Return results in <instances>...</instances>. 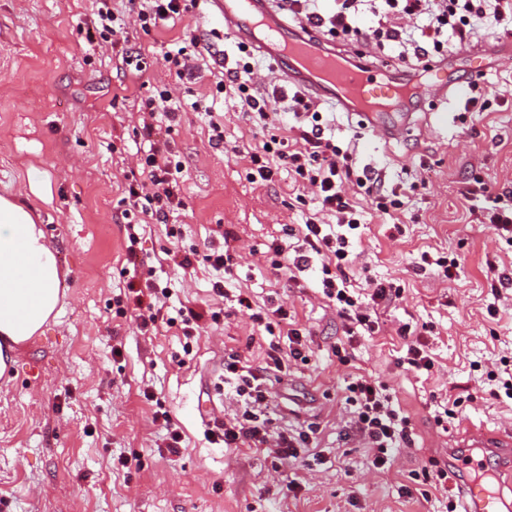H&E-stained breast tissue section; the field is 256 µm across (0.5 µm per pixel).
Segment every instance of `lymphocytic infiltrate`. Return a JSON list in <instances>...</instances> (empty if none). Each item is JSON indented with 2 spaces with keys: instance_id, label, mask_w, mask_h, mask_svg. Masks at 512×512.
Segmentation results:
<instances>
[{
  "instance_id": "1",
  "label": "lymphocytic infiltrate",
  "mask_w": 512,
  "mask_h": 512,
  "mask_svg": "<svg viewBox=\"0 0 512 512\" xmlns=\"http://www.w3.org/2000/svg\"><path fill=\"white\" fill-rule=\"evenodd\" d=\"M279 6L336 37L352 35L354 17L363 12L372 13L377 26L371 31L370 40L378 48L395 49L398 57L410 65L427 56L429 48H441L443 37L461 45L480 29L512 27V0H335L334 8L329 11L323 9L321 0H279ZM188 9V0H127L122 10L115 9L112 0H93L86 40L91 44H109L113 53L121 55L126 64L143 74L147 71L143 57L126 49L131 24L147 31ZM214 64L216 93H223L228 84L236 87L242 112L255 128L268 134L270 144L277 147L279 160L293 172L296 182L311 189L318 200L319 216L307 220L302 230L304 249L291 252L282 242L272 241L267 251L268 263L277 271L299 270L311 256L320 257L322 295L335 305L345 325H357L364 332H373L380 310L390 304L393 293L384 284L368 283L371 304L365 307L347 286V271L355 259L351 239L361 227L360 211L350 189L367 184L366 177L357 171L352 151L337 145L319 112L298 93L293 94L288 106L294 122L289 125L287 136H277L281 99L276 94L262 92L253 82V66L247 56L225 55L215 59ZM141 134L149 140L150 148L131 168L120 200L126 250L130 253L140 242L143 225L167 223L169 214L184 206L180 161L167 144L153 140L152 125L143 124ZM324 214L335 217V228H327L321 222ZM202 261L222 274L212 285L214 294L230 297L232 307L249 312L251 319L270 337L265 368L257 369L237 359L225 363L224 378L234 383L241 408L232 418L220 422L215 436L228 448L242 445L263 448L281 461L296 457L298 448L307 447L309 435L303 431L291 435L284 430L277 433L268 430L265 411L270 391L264 373L282 371L285 358L304 359L308 351L306 335L290 326L285 304L256 310L245 294L228 295L224 281L232 276L235 265L229 248L209 245ZM169 296L168 288L149 280L141 287L128 283L123 300L142 311L143 328L177 326L184 335H192L198 330L203 313L190 309L171 316L166 306ZM347 390L350 402L355 405L354 428L376 448L374 466L383 468L388 462V450L409 441L407 420L390 409L388 396L376 382L360 377L349 383Z\"/></svg>"
}]
</instances>
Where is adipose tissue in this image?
<instances>
[{
  "label": "adipose tissue",
  "mask_w": 512,
  "mask_h": 512,
  "mask_svg": "<svg viewBox=\"0 0 512 512\" xmlns=\"http://www.w3.org/2000/svg\"><path fill=\"white\" fill-rule=\"evenodd\" d=\"M39 219L30 204L0 195V376L16 348L58 315L61 272Z\"/></svg>",
  "instance_id": "obj_1"
}]
</instances>
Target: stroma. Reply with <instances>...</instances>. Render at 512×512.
Returning a JSON list of instances; mask_svg holds the SVG:
<instances>
[{
	"instance_id": "obj_1",
	"label": "stroma",
	"mask_w": 512,
	"mask_h": 512,
	"mask_svg": "<svg viewBox=\"0 0 512 512\" xmlns=\"http://www.w3.org/2000/svg\"><path fill=\"white\" fill-rule=\"evenodd\" d=\"M91 9V0H0V194L49 181L51 200L38 209L64 292L58 317L17 348L12 373L0 378V512H448L449 498L415 473L445 457L463 429H512V400L495 395L512 365V288L499 282L512 274V238L475 223L471 212L485 200L463 194L475 177L494 193L512 188V59L476 77L493 91L485 111H475L467 89L436 106L421 103L423 126L408 140L386 141L321 106L337 144L351 145L358 167L380 174L382 189L411 188L397 230L365 189L355 193L363 226L348 285L360 292L366 280L387 281L402 295L382 311L378 332L350 340L319 291V258L294 287L263 261L285 230L297 245L316 200L301 197L283 168L273 183L250 179L246 153L263 137L239 111L234 88L216 105L224 145L211 148L207 118L192 104L213 74L185 83L163 65L165 51L201 33L214 49L237 55L213 5L130 29V47L150 66L147 85L108 47L88 45ZM163 83L181 121L171 128L154 119L155 137L184 166L186 207L147 228L131 258L120 168L134 166L144 145L135 133L141 101ZM220 235L237 262L229 293L246 291L256 308L284 299L296 328L309 334L306 361L269 372L267 416L271 428L308 432L318 457L279 466L266 453L207 436V414L229 418L240 408L219 383L225 361H266V341L247 313L204 319L188 338L176 327L142 333L135 311L117 312L121 289L149 277L168 286L173 309L222 308L210 269L197 265L185 278L166 259L170 251H204ZM425 252L457 259L455 277L421 271ZM345 340L343 364L336 347ZM416 340L431 353L430 370L402 363ZM359 376L385 385L391 407L410 422V443L393 450L385 469L373 467L375 449L351 430L344 388ZM147 389L156 402L145 400ZM160 405L183 438L179 454L166 450L171 426L153 419ZM448 408L453 416H445ZM292 479L302 486L294 497L286 489ZM404 485L411 495L401 493Z\"/></svg>"
}]
</instances>
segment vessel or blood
Listing matches in <instances>:
<instances>
[{
    "instance_id": "b4317fda",
    "label": "vessel or blood",
    "mask_w": 512,
    "mask_h": 512,
    "mask_svg": "<svg viewBox=\"0 0 512 512\" xmlns=\"http://www.w3.org/2000/svg\"><path fill=\"white\" fill-rule=\"evenodd\" d=\"M225 30L270 58L278 77L313 98L355 115L361 126L391 139L411 133L414 100L440 97L455 83L444 67L428 69L415 82L406 69L379 65L335 45L309 24L286 22L271 0H212ZM471 72L485 73L512 58V49L482 47L457 51ZM448 467L456 474L463 512H512V434L468 433L448 446Z\"/></svg>"
}]
</instances>
